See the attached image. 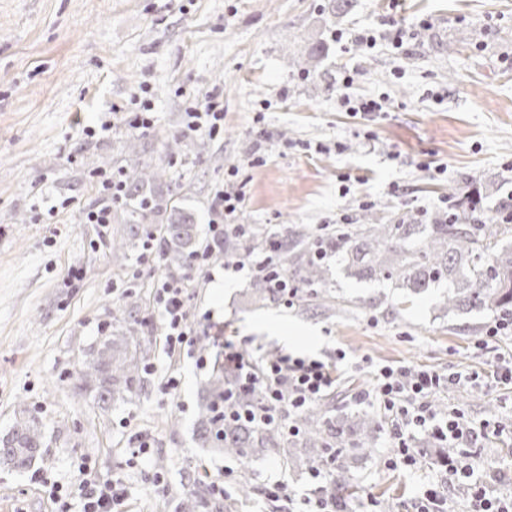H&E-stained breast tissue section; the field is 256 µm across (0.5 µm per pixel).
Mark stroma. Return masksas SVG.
<instances>
[{"label":"stroma","instance_id":"35a3bbf8","mask_svg":"<svg viewBox=\"0 0 512 512\" xmlns=\"http://www.w3.org/2000/svg\"><path fill=\"white\" fill-rule=\"evenodd\" d=\"M329 0H0V435L18 408L43 424L46 448L26 472L0 469V512H55L53 495L80 503L84 470L122 479L124 512H177V491L191 472L224 487L230 512H273L264 496L282 481L295 497L314 496L308 465L284 467L265 456L241 461L199 448L193 438L198 390L210 374L198 350L167 354L151 281L156 254L138 248L128 271H139L140 334L158 371L111 407L99 408L78 377L113 308L127 301V273L112 265L111 239L83 223L106 204L93 175L127 164L137 140L143 161L165 167L166 183L194 210L197 228L214 219V200L229 168L246 196L238 223L267 233L292 224L311 229L340 216L359 223L371 210L390 219L418 207L440 209L469 185L487 192L479 216L496 222L512 204V0H352L342 19ZM408 33L403 50L387 41ZM370 29L375 48L355 41ZM471 34L449 49L458 30ZM344 32L335 41V32ZM325 53L315 70L313 43ZM353 84L343 89V75ZM224 94V136L189 131L186 112L213 90ZM383 100L378 114L346 112L339 97ZM151 100L156 128L124 126L138 102ZM115 129L101 131L103 122ZM266 131L258 152L257 131ZM185 144L169 153V143ZM84 270L75 287L62 281ZM189 313L200 337L223 354L232 343L259 361L281 353L336 363L340 376L331 416L366 410L369 366L477 374L432 398L485 425L472 444L409 442L416 469L393 466L395 447L380 429L367 453L342 448L355 486L349 512H415L423 486L445 472V459L475 457L500 473L494 495L512 493V383L487 384L484 374L512 358V335L474 347L489 312L447 313L446 286L405 297L386 280L362 279L332 265V311L302 310L278 300L250 301L253 277L216 258L210 271L189 270ZM344 360H337V352ZM180 380L178 397L161 390L165 374ZM152 454L130 453L137 435ZM166 458L162 484L152 475ZM249 470L255 488L242 496L237 479Z\"/></svg>","mask_w":512,"mask_h":512}]
</instances>
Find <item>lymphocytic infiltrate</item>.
I'll return each mask as SVG.
<instances>
[{
    "mask_svg": "<svg viewBox=\"0 0 512 512\" xmlns=\"http://www.w3.org/2000/svg\"><path fill=\"white\" fill-rule=\"evenodd\" d=\"M187 127L215 138L224 133V98L220 92L208 93L200 103L187 112ZM237 169H230L224 189L215 197V221L209 226L206 247L196 257L200 267L210 266L225 238L244 236L249 225L236 223L235 218L244 204V195L235 178ZM153 298L163 322L165 346L168 353L182 352L193 344L195 326L189 320L190 294L184 279L160 274L152 281ZM224 362L238 370L241 386H260L266 402L255 417L267 423L287 422L293 416L329 395L336 383L332 368L325 362L280 354L264 359L253 367L236 350L224 354ZM448 379L439 372L415 370L405 366H385L378 370L367 400L377 402L391 422L392 435L398 441L397 461L411 467L417 460L407 444L414 429L431 431L443 441L478 440L477 429L468 424L457 410L434 411L431 397L447 385ZM490 471L482 461L470 458L449 462L443 477L445 483L457 486L469 499L471 512H512V495L494 496L488 489ZM126 498L121 480H99L87 475L81 484L80 512H117Z\"/></svg>",
    "mask_w": 512,
    "mask_h": 512,
    "instance_id": "1",
    "label": "lymphocytic infiltrate"
}]
</instances>
